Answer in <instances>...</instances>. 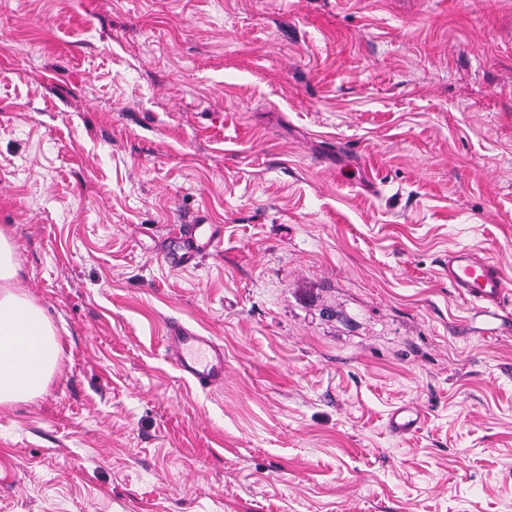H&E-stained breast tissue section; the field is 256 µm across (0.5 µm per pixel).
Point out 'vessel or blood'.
I'll use <instances>...</instances> for the list:
<instances>
[{"mask_svg":"<svg viewBox=\"0 0 512 512\" xmlns=\"http://www.w3.org/2000/svg\"><path fill=\"white\" fill-rule=\"evenodd\" d=\"M448 282L471 305V322L481 324L485 332L504 326L507 313L506 282L498 268L464 248L448 256ZM167 349L185 378L199 386L213 387L224 380V347L214 337L201 335L185 327L171 331ZM422 414L408 406L394 410L389 419L391 430L407 435L417 430Z\"/></svg>","mask_w":512,"mask_h":512,"instance_id":"vessel-or-blood-1","label":"vessel or blood"}]
</instances>
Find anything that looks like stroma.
<instances>
[{"mask_svg":"<svg viewBox=\"0 0 512 512\" xmlns=\"http://www.w3.org/2000/svg\"><path fill=\"white\" fill-rule=\"evenodd\" d=\"M0 226L62 348L0 512H512V329L445 272L512 285V0H0ZM448 283L471 304V323L487 333L509 319L507 285L498 268L474 251L461 248L448 254ZM167 350L185 378L201 387L224 382V346L212 336L178 327L167 336ZM422 414L417 409L402 406L394 410L389 419L391 430L399 435H407L417 430Z\"/></svg>","mask_w":512,"mask_h":512,"instance_id":"stroma-1","label":"stroma"}]
</instances>
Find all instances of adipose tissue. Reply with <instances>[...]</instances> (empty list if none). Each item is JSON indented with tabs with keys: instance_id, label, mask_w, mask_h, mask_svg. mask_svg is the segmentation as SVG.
Instances as JSON below:
<instances>
[{
	"instance_id": "ef3b65f1",
	"label": "adipose tissue",
	"mask_w": 512,
	"mask_h": 512,
	"mask_svg": "<svg viewBox=\"0 0 512 512\" xmlns=\"http://www.w3.org/2000/svg\"><path fill=\"white\" fill-rule=\"evenodd\" d=\"M19 271L11 236L0 228V407L38 398L57 369L61 351L40 306L16 288Z\"/></svg>"
}]
</instances>
